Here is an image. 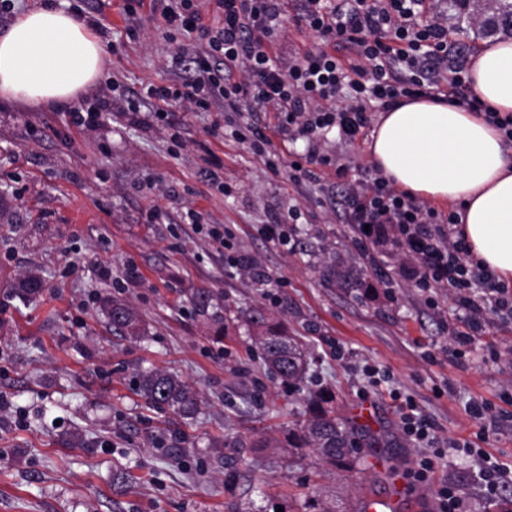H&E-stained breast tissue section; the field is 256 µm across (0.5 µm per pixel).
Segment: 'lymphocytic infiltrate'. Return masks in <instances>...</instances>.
<instances>
[{
  "mask_svg": "<svg viewBox=\"0 0 512 512\" xmlns=\"http://www.w3.org/2000/svg\"><path fill=\"white\" fill-rule=\"evenodd\" d=\"M151 2L166 28L207 40L202 51L177 47L174 60L189 71L183 82L148 87L155 113L174 103L205 112L220 98L234 112H280L310 140L334 128L352 142L374 109L427 95L483 113L512 140V113L486 109L473 93L458 31L431 12L429 0H300L294 21L313 43L286 65L264 43L280 25L281 0H216L221 14L213 26L203 24L197 0ZM343 214L361 250L392 246L406 259L400 274L416 287L448 289L460 311L457 356L468 352L486 314L512 321V290L472 259L456 213L441 215L378 173L346 185ZM399 413L405 435L424 450L416 476L428 481L445 451L414 405H400Z\"/></svg>",
  "mask_w": 512,
  "mask_h": 512,
  "instance_id": "lymphocytic-infiltrate-1",
  "label": "lymphocytic infiltrate"
}]
</instances>
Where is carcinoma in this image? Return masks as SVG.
Segmentation results:
<instances>
[{
    "instance_id": "obj_1",
    "label": "carcinoma",
    "mask_w": 512,
    "mask_h": 512,
    "mask_svg": "<svg viewBox=\"0 0 512 512\" xmlns=\"http://www.w3.org/2000/svg\"><path fill=\"white\" fill-rule=\"evenodd\" d=\"M105 308L114 330L129 337L141 334L138 316L123 300L112 297L105 301ZM248 324L267 368L285 384L297 386L302 383L306 360L288 332L271 322L261 308L248 312ZM137 389L148 402L167 408L182 419H191L198 411L195 392L174 375L160 371L141 372L137 377ZM327 401L325 395L309 399V418L292 433L289 447L295 450L310 448L325 464L352 471L360 465V458L353 451V432L323 407Z\"/></svg>"
}]
</instances>
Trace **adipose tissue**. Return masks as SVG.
<instances>
[{"mask_svg": "<svg viewBox=\"0 0 512 512\" xmlns=\"http://www.w3.org/2000/svg\"><path fill=\"white\" fill-rule=\"evenodd\" d=\"M111 58L86 20L44 6L0 34V99L69 107ZM488 109L512 112V40H487L469 64ZM384 175L408 194L455 201L475 261L512 279V149L483 114L416 98L383 113L369 147Z\"/></svg>", "mask_w": 512, "mask_h": 512, "instance_id": "ef3b65f1", "label": "adipose tissue"}]
</instances>
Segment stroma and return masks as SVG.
Instances as JSON below:
<instances>
[{"label":"stroma","instance_id":"1","mask_svg":"<svg viewBox=\"0 0 512 512\" xmlns=\"http://www.w3.org/2000/svg\"><path fill=\"white\" fill-rule=\"evenodd\" d=\"M80 12L108 48L117 101L103 125L81 131L68 109L0 99V512H357L368 495L406 489L407 512H434L439 486H460L471 512H512V483L487 499L476 459L449 451L429 482L413 476L420 449L406 441L392 393L411 399L440 444L469 441L512 468V322L491 319L464 357L454 355L457 320L446 291L425 294L395 270L394 254L362 252L336 202L345 185L331 167L292 181L269 169L248 143L247 124L274 113L197 112L179 104L152 114L149 85L179 83L177 46L149 9L127 16L124 0H15ZM448 9L471 51L512 37L471 26ZM136 92L137 111L119 98ZM369 139L324 133L323 152L374 176ZM347 177V178H348ZM228 229L218 247L191 225ZM288 220L280 246L262 225ZM256 275L226 269L234 252ZM36 274L43 290L22 298ZM125 299L144 334L114 335L107 296ZM435 298L447 320L428 304ZM259 307L301 344L307 373L294 390L265 367L248 337ZM144 370L185 381L195 418L149 407L134 391ZM330 390L336 418L354 427L357 471L320 465L311 449L239 448L252 435L284 440L304 420L303 391ZM491 406L474 418L471 402ZM376 417L357 425L354 410Z\"/></svg>","mask_w":512,"mask_h":512}]
</instances>
